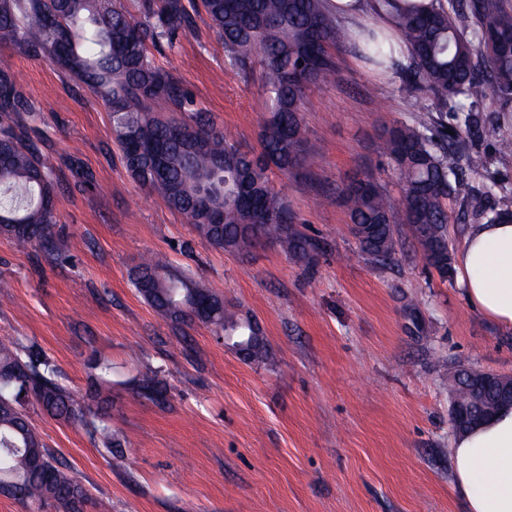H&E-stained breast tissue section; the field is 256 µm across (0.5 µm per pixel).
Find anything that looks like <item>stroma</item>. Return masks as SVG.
I'll return each mask as SVG.
<instances>
[{
  "instance_id": "obj_1",
  "label": "stroma",
  "mask_w": 512,
  "mask_h": 512,
  "mask_svg": "<svg viewBox=\"0 0 512 512\" xmlns=\"http://www.w3.org/2000/svg\"><path fill=\"white\" fill-rule=\"evenodd\" d=\"M195 22L151 55L193 108L259 151L264 69L229 66L206 16ZM329 53L334 70L303 105L305 163L272 175L298 230L318 245L304 263L274 244L207 245L127 172L101 101L50 64L0 46V68L38 107L29 124L47 141L65 241L61 260L50 261L0 237V338L41 348L80 394L94 361L112 366L102 412L121 456L83 428L29 411L53 458L89 490L86 512H464L451 485L448 378L461 364L512 375V331L471 309L455 278L426 266L407 225L396 227L390 262L360 252L337 194L367 175L398 202L383 131L413 123L432 96L402 67L379 72L352 41ZM497 108L487 95L476 106L481 130L461 137L486 164L447 202L454 251L474 222L471 196L512 208V155L498 150L512 124L496 128ZM69 156L92 171L91 186H80ZM156 255L256 319L274 365L244 360L213 327L173 322L147 304L132 276ZM412 312L421 334L407 331ZM149 370L164 402L137 390Z\"/></svg>"
}]
</instances>
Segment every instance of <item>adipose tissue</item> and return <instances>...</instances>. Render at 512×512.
<instances>
[{
  "mask_svg": "<svg viewBox=\"0 0 512 512\" xmlns=\"http://www.w3.org/2000/svg\"><path fill=\"white\" fill-rule=\"evenodd\" d=\"M468 305L512 330V222L472 225L454 259ZM456 491L466 512H512V407L452 439Z\"/></svg>",
  "mask_w": 512,
  "mask_h": 512,
  "instance_id": "ef3b65f1",
  "label": "adipose tissue"
}]
</instances>
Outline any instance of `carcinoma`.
<instances>
[{
  "label": "carcinoma",
  "instance_id": "cac0c4a2",
  "mask_svg": "<svg viewBox=\"0 0 512 512\" xmlns=\"http://www.w3.org/2000/svg\"><path fill=\"white\" fill-rule=\"evenodd\" d=\"M377 0L391 14L410 52L409 77L432 94V106L412 125L385 131L388 156L402 184L398 210L371 178L350 180L339 199L350 213L361 252L378 262L395 253V224L409 226L424 260L441 278L451 270L448 200L468 169L484 168L479 154L459 166V139L443 150L430 135L433 113L450 112L457 126L477 122L474 103L492 90L499 111L512 112V11L503 0ZM202 11L224 42L225 57L241 70L260 57L266 74L269 116L260 133L259 155L241 149L214 127L205 111L186 121L177 117L187 94L158 67L149 46L195 28L189 9ZM133 19L112 0H0V45L18 55L45 61L95 94L112 118V133L125 167L141 185L157 192L168 207L184 214L211 247L239 250L261 240L309 261L316 244L296 226L279 222L290 214L269 172L289 173L304 160L302 106L310 86L334 64L328 48L347 38L330 17L324 0H140ZM475 20L469 35L465 22ZM366 51L377 63L384 41L370 34ZM35 109L16 75L0 70V235L16 245L33 244L48 258L63 240L55 231L57 182L44 160L42 140L26 131ZM168 144L164 172L156 175L133 147ZM224 211V223L211 214ZM137 292L154 309L176 321L196 318L226 332L232 347L249 360L266 361L268 348L257 321L235 319L224 299L161 260L140 266ZM471 369L452 376L450 393L466 400L469 424L491 416L503 404L496 386L477 389ZM139 391L156 400L164 389L153 375ZM99 389L78 395L58 381L54 362L17 340H0V495L29 512H84L89 493L73 474L54 464L33 426L25 402L103 436L107 451L120 453L111 429L94 407Z\"/></svg>",
  "mask_w": 512,
  "mask_h": 512
}]
</instances>
